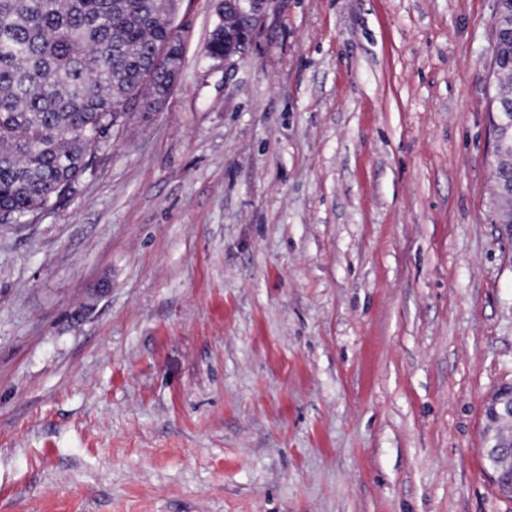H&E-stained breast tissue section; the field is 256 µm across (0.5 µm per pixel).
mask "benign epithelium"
Returning a JSON list of instances; mask_svg holds the SVG:
<instances>
[{"instance_id":"obj_1","label":"benign epithelium","mask_w":512,"mask_h":512,"mask_svg":"<svg viewBox=\"0 0 512 512\" xmlns=\"http://www.w3.org/2000/svg\"><path fill=\"white\" fill-rule=\"evenodd\" d=\"M271 0H222L220 15L224 17V51L212 54V59L231 62L241 56L252 44L258 24L265 16ZM493 26L512 31V0H496ZM157 67L169 72L171 83H176L182 65L174 62L172 53L164 49L157 53ZM497 94L492 108L498 112L499 121L493 127V156L505 169L512 172V70L491 67ZM494 191L498 203L512 206V176L495 179ZM484 418L483 455L497 489L512 495V435L506 428L512 425V384L497 388L482 405Z\"/></svg>"}]
</instances>
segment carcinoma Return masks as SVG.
<instances>
[{
	"mask_svg": "<svg viewBox=\"0 0 512 512\" xmlns=\"http://www.w3.org/2000/svg\"><path fill=\"white\" fill-rule=\"evenodd\" d=\"M172 0H0V224L68 197L140 98Z\"/></svg>",
	"mask_w": 512,
	"mask_h": 512,
	"instance_id": "cac0c4a2",
	"label": "carcinoma"
}]
</instances>
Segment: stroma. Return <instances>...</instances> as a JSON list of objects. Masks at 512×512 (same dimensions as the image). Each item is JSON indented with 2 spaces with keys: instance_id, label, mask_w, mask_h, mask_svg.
Segmentation results:
<instances>
[{
  "instance_id": "1",
  "label": "stroma",
  "mask_w": 512,
  "mask_h": 512,
  "mask_svg": "<svg viewBox=\"0 0 512 512\" xmlns=\"http://www.w3.org/2000/svg\"><path fill=\"white\" fill-rule=\"evenodd\" d=\"M0 224V512H512L496 0H271ZM484 418L483 455L497 489L512 495V384L497 388L482 405Z\"/></svg>"
}]
</instances>
